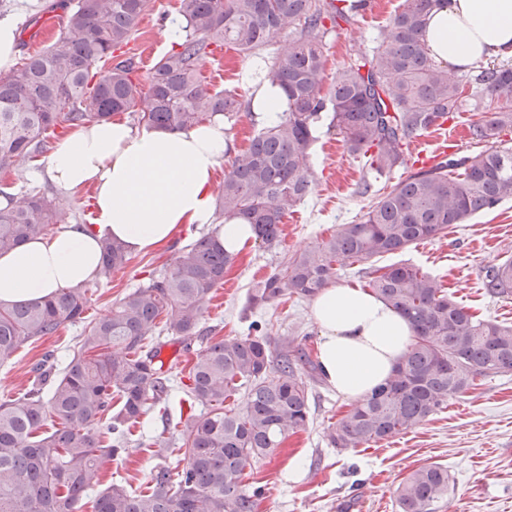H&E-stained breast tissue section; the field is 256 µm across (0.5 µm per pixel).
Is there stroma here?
I'll return each instance as SVG.
<instances>
[{
  "mask_svg": "<svg viewBox=\"0 0 512 512\" xmlns=\"http://www.w3.org/2000/svg\"><path fill=\"white\" fill-rule=\"evenodd\" d=\"M49 2L0 0V18L13 17L26 28L18 57L47 47L63 32L58 13L47 9ZM372 3L374 18L358 19L325 35L324 87H331L349 58L370 53L402 0ZM178 15L179 0H148L137 32L115 52V60L133 61L132 78L139 87L148 86L153 66L171 51L164 30ZM298 32L295 26L282 31L256 56L233 50L202 60V77L215 89L232 91L242 103L241 111L224 123L235 152L245 151L262 126L250 110L254 90L245 73L254 69L258 58L284 52ZM145 46L152 50L146 58L140 55ZM330 122V112H323L311 148V191L285 218L280 246L256 244L240 253L223 285L208 295L201 326L209 337L247 335L249 324L256 321L271 344L286 338L294 348L317 355L319 330L310 317L309 301L285 297L253 309L249 293L295 253L313 248L339 225L360 222L373 196L389 191L403 175L399 168L380 176L370 171L362 156L347 150ZM365 179L372 192L363 196L357 188ZM209 231L206 225L182 226L156 252L131 256L125 268L113 272L111 281L90 284L82 322L21 348L0 364V400L29 386L30 369L45 353L66 362L89 323L108 315L113 303L159 275L184 246ZM507 258L512 259V199L476 214L448 235L383 256L381 262L416 264L476 315L512 326V298L491 296L483 285L486 269ZM309 395L311 420L306 429L288 437L251 471L250 484L265 491L259 512H398L399 483L413 469L431 463L447 467L451 484L449 501L440 502L435 512H512V373L481 379L475 390L450 399L447 408L419 427L366 448H335L326 438L328 426L347 412L350 400L319 377L310 381ZM188 411L178 389L152 405L142 423L132 427L126 453L104 469L103 483L119 481L145 490L151 470L163 460L158 440L170 437L180 415Z\"/></svg>",
  "mask_w": 512,
  "mask_h": 512,
  "instance_id": "stroma-1",
  "label": "stroma"
}]
</instances>
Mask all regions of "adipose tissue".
Segmentation results:
<instances>
[{
  "label": "adipose tissue",
  "mask_w": 512,
  "mask_h": 512,
  "mask_svg": "<svg viewBox=\"0 0 512 512\" xmlns=\"http://www.w3.org/2000/svg\"><path fill=\"white\" fill-rule=\"evenodd\" d=\"M429 55L449 74L512 61V0H437L426 17ZM231 151L223 119L181 131L120 120L71 128L48 156L45 175L63 199L92 189L93 225L70 224L0 254V303L15 304L94 279L103 237L146 254L184 225L209 224V187ZM310 316L319 329V366L344 398L360 400L386 382L410 344L409 321L375 295L324 288Z\"/></svg>",
  "instance_id": "obj_1"
}]
</instances>
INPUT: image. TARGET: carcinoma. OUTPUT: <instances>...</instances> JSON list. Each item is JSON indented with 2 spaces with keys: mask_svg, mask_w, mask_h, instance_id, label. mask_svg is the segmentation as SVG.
<instances>
[{
  "mask_svg": "<svg viewBox=\"0 0 512 512\" xmlns=\"http://www.w3.org/2000/svg\"><path fill=\"white\" fill-rule=\"evenodd\" d=\"M148 0H61L72 37L0 71V170L8 174L46 151L57 127L108 121L124 112L160 130L191 128L211 117H230L238 102L199 76L212 44L252 53L281 31L300 26L285 53L264 63V80L280 89L287 109L251 139L224 173L218 219L243 220L255 240L278 245L288 212L310 191V154L326 105L350 153L366 158L378 175L407 167L404 146L463 102L461 85L433 61L423 27L434 0H403L390 30L370 55L343 67L323 93L322 41L328 26L350 25L367 0H180L189 34L154 66L147 91L133 82L132 64L112 63L128 44ZM481 96L474 108L488 117L470 127L486 144L473 157L450 159L407 173L372 202L358 224H343L313 250L292 256L249 295L251 307L280 297L311 299L330 285L342 261H369L409 249L465 224L512 198V149L499 146L512 127V66L477 67ZM0 252H8L57 223L44 195L0 189ZM128 253L103 240L98 279L124 267ZM234 257L205 234L186 245L171 268L124 295L109 315L90 324L68 363L45 355L25 393L0 401V512H257L264 495L246 483L254 463L272 454L310 421L309 387L298 365L316 367L283 341L272 355L267 338L227 336L194 348L202 336L203 304L224 283ZM365 286L405 316L414 330L391 377L328 427L336 448H360L413 429L467 393L479 378L512 372V328L482 319L419 267H370ZM485 288L512 296V259L488 267ZM88 289L61 288L47 298L0 305V362L27 343L54 336L82 320ZM164 334L185 351L195 349L180 419V463L156 465L147 492L113 482L101 472L124 452L125 427L149 405L165 399L174 374L160 360ZM245 392L241 411L225 401ZM201 408L195 413V408ZM448 469H414L397 489L399 512H435L448 496Z\"/></svg>",
  "mask_w": 512,
  "mask_h": 512,
  "instance_id": "1",
  "label": "carcinoma"
}]
</instances>
